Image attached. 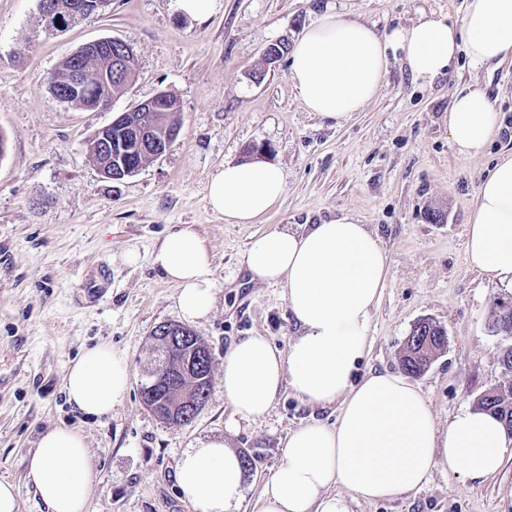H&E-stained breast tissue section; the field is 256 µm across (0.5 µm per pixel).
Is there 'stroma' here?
<instances>
[{"instance_id": "35a3bbf8", "label": "stroma", "mask_w": 512, "mask_h": 512, "mask_svg": "<svg viewBox=\"0 0 512 512\" xmlns=\"http://www.w3.org/2000/svg\"><path fill=\"white\" fill-rule=\"evenodd\" d=\"M330 3L387 34L423 12L456 19L465 0H219L203 23L177 11L175 0H110L53 35L42 28L39 0H0V479L19 486V512H43L24 486L26 460L55 426L88 442L97 474L89 512H192L174 481L177 465L197 441L225 433L254 458L238 512H255L289 432L334 423L339 413L286 392L264 417L226 431L225 352L253 334L283 349L298 333L282 287L250 281L244 265L249 248L275 228L296 231L349 213L379 237L389 270L358 374L400 372L411 329L428 319L446 330L448 346L413 382L439 426L512 383L499 362L512 339L489 328L512 283L479 275L465 254L481 177L512 151V63L476 69L462 56L425 84L390 57L378 96L338 124L305 109L288 57L271 64L264 56L270 43L295 44ZM101 38L131 46L135 81L106 110L61 103L50 74ZM473 84L487 91L501 130L484 156L464 160L450 142L448 110ZM161 91L178 101V140L135 175L105 179L89 139ZM254 145L281 168L286 192L260 223H226L207 205V180L224 161L250 163ZM182 224L206 239L217 288L209 316L192 325L212 355L210 393L191 423L176 426L144 407L140 383L154 360L152 332L181 320L176 289L149 255ZM130 251L137 264L126 262ZM101 342L123 356L131 380L111 416L98 418L69 402L63 379ZM345 497L350 512H512V441L488 479L436 470L421 489L391 500Z\"/></svg>"}]
</instances>
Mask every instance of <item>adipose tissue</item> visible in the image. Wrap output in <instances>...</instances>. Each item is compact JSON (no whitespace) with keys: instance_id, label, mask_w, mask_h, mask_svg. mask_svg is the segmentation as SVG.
Returning <instances> with one entry per match:
<instances>
[{"instance_id":"adipose-tissue-1","label":"adipose tissue","mask_w":512,"mask_h":512,"mask_svg":"<svg viewBox=\"0 0 512 512\" xmlns=\"http://www.w3.org/2000/svg\"><path fill=\"white\" fill-rule=\"evenodd\" d=\"M461 52L476 68L512 59V0H467L457 20L424 12L385 35L327 8L296 43L290 79L307 111L340 123L379 94L389 54H401L411 75L429 82ZM499 126L483 88L457 93L448 134L458 157L482 156ZM285 190L277 165L227 161L209 177L206 201L229 223L255 224ZM465 250L481 275L512 279V154L499 156L479 185ZM151 262L174 284L184 321L208 316L215 270L193 227L179 226ZM245 267L252 280L283 287L299 334L284 350L251 335L225 353L224 399L234 420L264 416L287 390L310 406L339 407L335 424L313 422L289 433L283 459L262 487L259 512H349L334 486L367 501L389 500L421 488L437 469L472 480L500 470L506 433L494 416L464 411L441 429L423 393L405 378L387 371L356 377L388 273L387 253L366 225L345 214L300 232L270 230L249 249ZM129 384L124 358L106 343L85 350L64 379L69 401L94 416L111 413ZM95 480L88 444L75 429H49L27 459L25 483L46 512H88ZM175 481L194 512H236L245 471L225 437L216 436L185 453Z\"/></svg>"}]
</instances>
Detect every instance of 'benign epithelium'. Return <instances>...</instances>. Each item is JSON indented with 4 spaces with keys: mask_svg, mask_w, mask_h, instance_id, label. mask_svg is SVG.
Returning <instances> with one entry per match:
<instances>
[{
    "mask_svg": "<svg viewBox=\"0 0 512 512\" xmlns=\"http://www.w3.org/2000/svg\"><path fill=\"white\" fill-rule=\"evenodd\" d=\"M107 6V0H40V13L45 25L52 30L62 29L65 23H73L86 14L100 10ZM136 72V62L131 51L118 52L112 55V66L101 70L98 82L102 87V94L98 98H91L86 104L89 111L105 109L104 103L112 97V82H117L123 88H128L133 82ZM57 83L66 88V93L80 96L84 93L85 72L83 67H75L66 71L57 78ZM175 108V103L168 93L161 91L154 97L132 108L134 112H149L160 118L164 113ZM128 112H122L115 116L112 122L98 129L92 140L99 146L100 154L106 157V162L98 163V168L107 177L121 179L135 173L130 166L122 168L112 167V128L120 125L130 130L135 135V140L150 158L155 160L168 152L176 140V134L170 133L162 137L155 132L161 123L156 121L154 125L143 131L136 125L125 123ZM151 339L158 349L159 357L156 370L149 379L140 384V394L147 401L145 407L155 411L157 403L151 402L156 393L163 394L160 403L170 411L172 421L184 423L187 418L198 412L203 401L193 397V391L187 386L185 380L193 378L192 370L202 367V357L197 353V348L188 344V336L185 328L180 324H161L155 328Z\"/></svg>",
    "mask_w": 512,
    "mask_h": 512,
    "instance_id": "benign-epithelium-1",
    "label": "benign epithelium"
}]
</instances>
